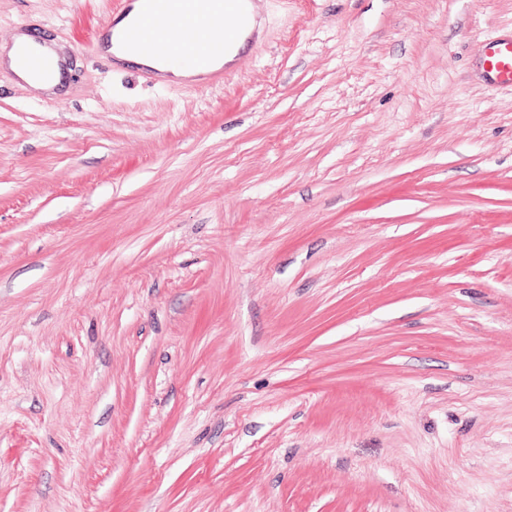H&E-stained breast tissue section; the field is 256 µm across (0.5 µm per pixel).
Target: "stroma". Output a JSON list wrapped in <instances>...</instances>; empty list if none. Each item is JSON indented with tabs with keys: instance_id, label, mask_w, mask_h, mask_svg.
<instances>
[{
	"instance_id": "1",
	"label": "stroma",
	"mask_w": 512,
	"mask_h": 512,
	"mask_svg": "<svg viewBox=\"0 0 512 512\" xmlns=\"http://www.w3.org/2000/svg\"><path fill=\"white\" fill-rule=\"evenodd\" d=\"M0 0V512H512V0H262L223 83ZM32 39L24 34L18 33L14 38L13 45L10 49H2L0 51V62L2 66H7L13 70L17 76L24 81L27 85L36 91H49L52 90L59 84L60 77L58 76L53 81H41L30 76L25 70L20 68L16 63V50H18V59L20 64L30 73L36 75H49L52 72V56L60 64L63 62V58L60 56L58 51L50 46L51 55L43 49V46L39 42H32ZM486 62L497 82L512 85V40L491 43L487 49Z\"/></svg>"
}]
</instances>
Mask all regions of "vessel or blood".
<instances>
[{"label":"vessel or blood","instance_id":"1","mask_svg":"<svg viewBox=\"0 0 512 512\" xmlns=\"http://www.w3.org/2000/svg\"><path fill=\"white\" fill-rule=\"evenodd\" d=\"M242 0H140L137 20L121 33V43L144 54L170 61L187 60L203 68L208 84L224 80L223 69L214 67L229 42L239 31ZM210 38H202V31ZM20 64L30 73L48 75L52 57L41 43L20 46ZM489 71L497 82L512 85V40L489 45L486 54Z\"/></svg>","mask_w":512,"mask_h":512}]
</instances>
